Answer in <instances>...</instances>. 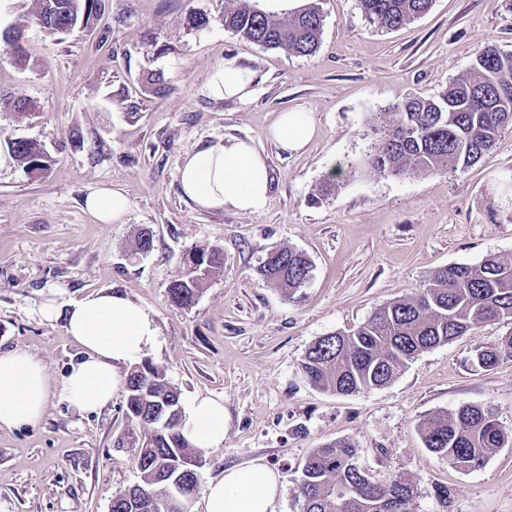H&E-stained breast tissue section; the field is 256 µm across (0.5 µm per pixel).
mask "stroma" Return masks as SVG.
<instances>
[{
  "instance_id": "stroma-1",
  "label": "stroma",
  "mask_w": 512,
  "mask_h": 512,
  "mask_svg": "<svg viewBox=\"0 0 512 512\" xmlns=\"http://www.w3.org/2000/svg\"><path fill=\"white\" fill-rule=\"evenodd\" d=\"M33 3L0 0V29L22 28L31 54L22 66L0 60V91L38 104L31 115L0 111V153L30 139L52 165L40 176L15 162L0 169V349L35 356L58 380L80 349L62 320L39 314L55 289L79 298L110 288L142 303L160 330L149 358L182 398H224V444L205 449L190 512H204L210 480L256 461L280 476L278 512H299L297 466L344 438L368 473L412 481L413 512H512V441L464 472L418 433L427 416L464 405L491 409L512 432V358L490 371L472 363L475 347L512 336V321L421 353L368 393L323 391L300 372L318 337L351 332L391 299L421 292L435 269L512 258V127L463 173L384 176L367 163L378 129L405 97L437 94L485 44L512 52V0H434L426 15L393 30L370 24L358 0H320L323 34L310 57L226 31L224 0H104L98 19L58 37L36 25ZM192 11L211 24L188 29ZM153 37L168 53L154 55ZM231 58L256 73L248 100L207 93L211 69ZM152 70L164 75L162 94L143 86ZM292 109L309 112L316 127L293 155L268 137ZM226 136L251 138L267 156L274 190L263 214L198 211L181 192L184 154ZM329 177L335 193L317 199ZM101 186L128 197L123 223L85 211V197ZM142 229L153 247L134 258L129 247ZM205 242L223 248L224 274L193 306L173 308L167 286L183 254ZM283 246L313 265L291 298L255 274L265 253ZM124 407L120 394L82 416L55 396L38 424L0 431V505L110 512L113 495L138 480L127 450L113 446Z\"/></svg>"
}]
</instances>
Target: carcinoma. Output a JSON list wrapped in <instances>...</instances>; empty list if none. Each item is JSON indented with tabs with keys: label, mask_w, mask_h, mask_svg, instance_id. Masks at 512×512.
Wrapping results in <instances>:
<instances>
[{
	"label": "carcinoma",
	"mask_w": 512,
	"mask_h": 512,
	"mask_svg": "<svg viewBox=\"0 0 512 512\" xmlns=\"http://www.w3.org/2000/svg\"><path fill=\"white\" fill-rule=\"evenodd\" d=\"M36 24L50 36L89 24L102 0H36ZM368 21L388 30L404 26L430 11L433 0H359ZM224 29L256 45L290 56L309 57L321 42L323 14L309 0L291 14L271 13L258 0H231L221 16ZM4 51L24 62L27 48L21 29L0 32ZM34 107L26 98L0 94V110L21 115ZM512 126V52L487 45L478 51L465 75L434 97H410L397 106L392 124L381 133L369 156L380 175L463 173L494 150L502 131ZM11 150L28 173L50 166V157L33 140L17 139ZM152 235L143 229L131 254L147 253ZM313 265L306 253L281 247L266 253L257 268L267 286L291 295L305 286ZM224 274L223 251L200 246L185 253L180 270L167 287L174 308L195 303L206 284ZM492 321H512V259L488 257L476 265L455 264L434 271L426 288L378 308L350 333L319 337L300 364L313 386L349 396L381 388L419 354L464 336ZM512 357V336L474 350V364L492 370ZM120 435L132 453L139 481L119 491L110 512H164L171 481L178 478L193 494L198 485L195 462L202 449L182 434L180 392L166 369L148 359L134 366L126 381ZM431 452L451 466L473 471L485 463L508 434L487 408L463 406L452 414H433L418 425ZM358 449L344 439L313 449L295 478L293 493L301 512H412L414 487L404 476L378 480L357 464Z\"/></svg>",
	"instance_id": "obj_1"
}]
</instances>
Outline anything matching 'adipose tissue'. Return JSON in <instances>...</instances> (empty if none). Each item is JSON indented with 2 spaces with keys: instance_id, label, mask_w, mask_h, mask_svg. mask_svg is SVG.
Masks as SVG:
<instances>
[{
  "instance_id": "obj_1",
  "label": "adipose tissue",
  "mask_w": 512,
  "mask_h": 512,
  "mask_svg": "<svg viewBox=\"0 0 512 512\" xmlns=\"http://www.w3.org/2000/svg\"><path fill=\"white\" fill-rule=\"evenodd\" d=\"M252 85V71L228 59L211 70L207 91L215 99L243 101L252 95ZM314 133L303 110L281 113L269 130L271 139L289 153L307 147ZM178 180L183 195L200 210L259 215L271 201L266 155L249 138L231 136L187 152ZM85 206L100 223L116 224L126 215L129 201L119 190L101 187L87 196ZM40 313L48 320H63L83 357L56 383L32 355L0 350V430L38 423L54 394L81 413L102 409L123 391L131 368L159 344V328L151 312L116 290L103 289L79 299L54 297ZM183 432L197 447L221 446L223 397L190 398ZM280 490L277 473L264 464L229 468L223 477L209 482L206 512H277Z\"/></svg>"
}]
</instances>
